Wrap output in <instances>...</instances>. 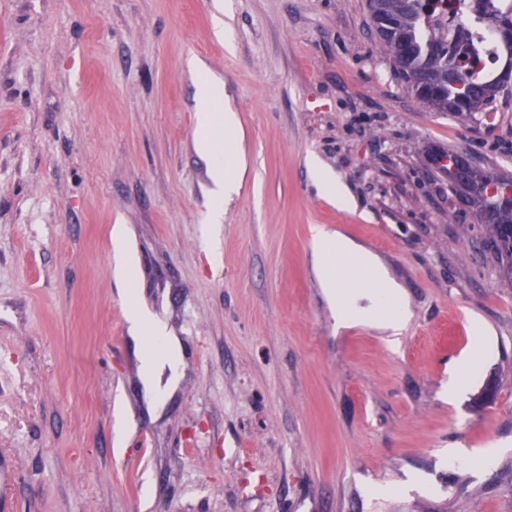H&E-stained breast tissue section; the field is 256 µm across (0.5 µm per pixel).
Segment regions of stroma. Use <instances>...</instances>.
<instances>
[{
	"mask_svg": "<svg viewBox=\"0 0 512 512\" xmlns=\"http://www.w3.org/2000/svg\"><path fill=\"white\" fill-rule=\"evenodd\" d=\"M230 3L220 21L212 0H0L16 512H512V285L434 162L452 148L512 174V90L461 122L393 78L367 0ZM202 76L237 118L242 187L220 224L196 149ZM312 159L349 208L318 193ZM117 225L184 347L158 413L112 271ZM317 227L404 288L398 341L337 327Z\"/></svg>",
	"mask_w": 512,
	"mask_h": 512,
	"instance_id": "stroma-1",
	"label": "stroma"
}]
</instances>
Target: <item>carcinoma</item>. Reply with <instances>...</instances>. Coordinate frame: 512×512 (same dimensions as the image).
Masks as SVG:
<instances>
[{
	"label": "carcinoma",
	"mask_w": 512,
	"mask_h": 512,
	"mask_svg": "<svg viewBox=\"0 0 512 512\" xmlns=\"http://www.w3.org/2000/svg\"><path fill=\"white\" fill-rule=\"evenodd\" d=\"M457 2L464 22L451 37L434 33L431 24L434 0H401L389 16L392 28L386 29L380 41L394 75L408 89H413L417 73L430 68L436 71L437 78L449 82L448 97L468 102L477 99L484 108L496 99L494 95H485L486 86L495 79L496 73L482 68L474 32L488 28L495 33L500 27H512V6L505 11L503 0ZM420 101L459 119L469 120L476 114L464 107L449 111L441 102L424 96ZM482 179V194L468 204L474 206L476 216L488 219L486 249L496 257L498 278L512 284V204L503 200V192L512 189V176L492 169L483 171Z\"/></svg>",
	"instance_id": "carcinoma-1"
}]
</instances>
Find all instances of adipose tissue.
I'll use <instances>...</instances> for the list:
<instances>
[{"instance_id":"ef3b65f1","label":"adipose tissue","mask_w":512,"mask_h":512,"mask_svg":"<svg viewBox=\"0 0 512 512\" xmlns=\"http://www.w3.org/2000/svg\"><path fill=\"white\" fill-rule=\"evenodd\" d=\"M197 98L200 132L197 147L209 161L211 220L219 224L224 219L225 201L238 194L241 187L237 169L228 168L226 161L227 155L233 152L232 135L237 121L234 113L224 111L216 82L199 83ZM314 255L322 286L333 303L337 326L368 319L391 335L401 332L406 323L403 293L388 277L377 256L340 233L321 229L314 234ZM358 267L369 270L378 284L370 306L365 308L358 305L349 289ZM126 319L146 399L153 410H160L179 383L184 357L182 342L157 313L140 301L129 303Z\"/></svg>"}]
</instances>
